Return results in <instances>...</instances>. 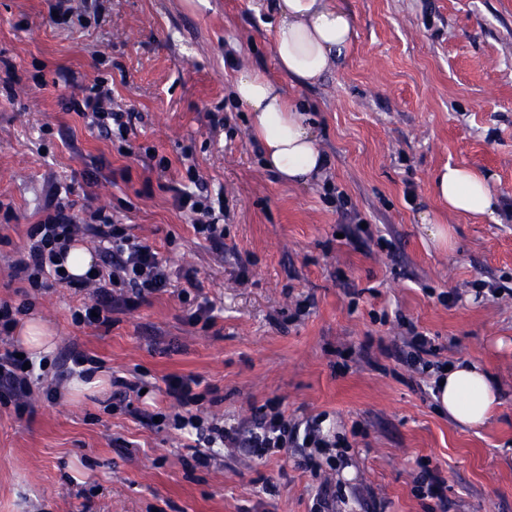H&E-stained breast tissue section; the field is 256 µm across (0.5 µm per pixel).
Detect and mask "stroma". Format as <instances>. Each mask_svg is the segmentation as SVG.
Instances as JSON below:
<instances>
[{
  "mask_svg": "<svg viewBox=\"0 0 512 512\" xmlns=\"http://www.w3.org/2000/svg\"><path fill=\"white\" fill-rule=\"evenodd\" d=\"M336 2L354 18L348 49L300 87L276 64L272 0H105L98 18L71 0L67 26L46 0H0V202L13 208L0 211V300H22L8 264L54 181L76 215L103 210L196 270L215 306L211 326L192 323L179 280L115 306L105 328L72 320L91 290L30 295L57 341L32 412L0 405V512H512V0ZM242 63L309 104L326 181L289 184L263 167L231 92ZM98 79L114 108L140 114L128 141L70 108ZM448 164L491 174L499 216H446L454 246L442 251L417 214ZM193 173L224 197L223 250L174 204ZM477 282L490 292L476 297ZM416 332L431 348L417 363ZM75 350L147 392L128 408L107 391L47 400ZM462 358L503 383L476 430L434 399L435 371ZM171 374L200 376L201 416L228 426L251 428L270 401L297 429L326 423L335 464L307 468L303 448L260 460L224 447L198 465L192 436L152 418L171 410ZM429 474L442 497L418 494Z\"/></svg>",
  "mask_w": 512,
  "mask_h": 512,
  "instance_id": "35a3bbf8",
  "label": "stroma"
}]
</instances>
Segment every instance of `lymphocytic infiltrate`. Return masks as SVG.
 I'll use <instances>...</instances> for the list:
<instances>
[{
    "label": "lymphocytic infiltrate",
    "instance_id": "1",
    "mask_svg": "<svg viewBox=\"0 0 512 512\" xmlns=\"http://www.w3.org/2000/svg\"><path fill=\"white\" fill-rule=\"evenodd\" d=\"M111 100L110 89L99 81L82 100L74 102L73 108L90 115L92 123L106 135L126 138L138 114L112 111L109 107ZM175 201L179 209L191 215L196 235L214 245L223 243L224 227L215 217L207 195L181 192ZM44 213L39 223L30 226L28 244L12 265L10 276L35 292L53 286L77 290L96 287L94 305L75 309L72 313L74 323L110 325L113 300H121L126 307L133 308L171 288L174 274L167 261L152 245L130 234L127 225L116 222L100 210L91 212L86 222L77 223L70 205L56 195L48 199ZM88 234L99 242L101 267L82 277L62 271L65 251L71 243ZM17 313V308L9 302L0 301V343L5 346L0 352V399L13 403L16 412L22 415L29 408L32 373L25 370L23 359L18 358L16 350L9 345V333L16 324ZM200 383V377L194 375L167 376L165 392L178 404L179 410L162 417L163 422L174 430L194 434L197 449L193 457L198 464L208 465L211 448L224 445L250 449L259 457L297 444L315 449L317 455L329 451L330 444L319 429L309 427L300 433L289 428L282 412L272 402L246 433L238 427L207 422L187 413V406L200 400L195 392Z\"/></svg>",
    "mask_w": 512,
    "mask_h": 512
}]
</instances>
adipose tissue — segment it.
I'll use <instances>...</instances> for the list:
<instances>
[{"label": "adipose tissue", "mask_w": 512, "mask_h": 512, "mask_svg": "<svg viewBox=\"0 0 512 512\" xmlns=\"http://www.w3.org/2000/svg\"><path fill=\"white\" fill-rule=\"evenodd\" d=\"M269 28L281 72L295 84L310 86L346 51L353 17L334 0H276ZM232 95L252 113L251 136L267 170L291 183L323 177L328 158L303 106L288 102L280 86L252 66L238 67ZM431 192L449 212L476 219L497 217L498 200L489 179L472 167L446 165L434 175ZM434 380L438 411L459 425L485 424L500 403L499 383L474 361L454 362Z\"/></svg>", "instance_id": "obj_1"}]
</instances>
